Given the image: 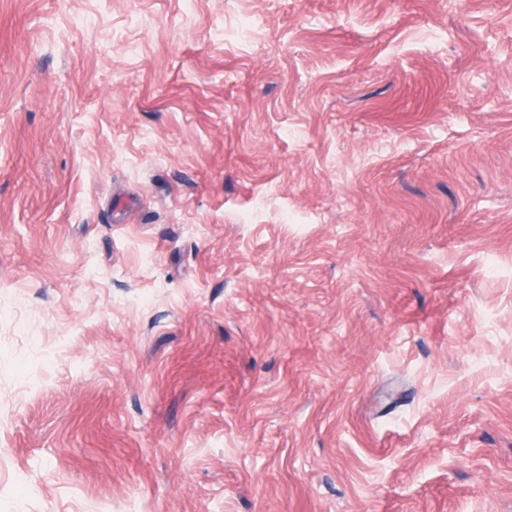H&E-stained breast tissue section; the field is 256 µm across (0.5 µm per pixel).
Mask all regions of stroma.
<instances>
[{"label":"stroma","mask_w":512,"mask_h":512,"mask_svg":"<svg viewBox=\"0 0 512 512\" xmlns=\"http://www.w3.org/2000/svg\"><path fill=\"white\" fill-rule=\"evenodd\" d=\"M0 512H512V0H0Z\"/></svg>","instance_id":"stroma-1"}]
</instances>
